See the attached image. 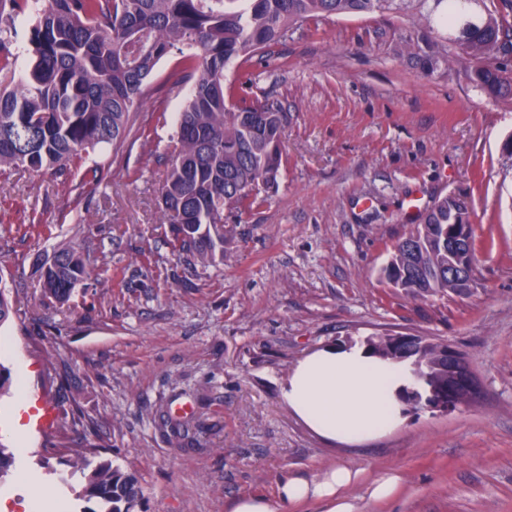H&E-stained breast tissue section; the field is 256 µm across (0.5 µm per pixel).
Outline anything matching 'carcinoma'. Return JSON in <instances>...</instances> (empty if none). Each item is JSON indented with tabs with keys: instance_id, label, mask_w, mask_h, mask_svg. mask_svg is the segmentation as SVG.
I'll return each mask as SVG.
<instances>
[{
	"instance_id": "carcinoma-1",
	"label": "carcinoma",
	"mask_w": 512,
	"mask_h": 512,
	"mask_svg": "<svg viewBox=\"0 0 512 512\" xmlns=\"http://www.w3.org/2000/svg\"><path fill=\"white\" fill-rule=\"evenodd\" d=\"M410 0H0V72L12 69L8 49L15 19L37 12L29 37L30 67L14 89L0 86V172L53 167L64 174L83 170L65 194L79 200L87 185L101 181L90 153L121 146L135 135L148 138L147 124L134 127L144 89L160 60L187 47L193 80L177 120L171 166L159 192L164 223L176 231L174 250L202 266L214 259L211 225L224 211L261 205L262 193L277 184L283 165L282 115L258 95L236 101L225 71L253 59L288 32L324 15L400 13ZM480 0H434L421 14L456 38L457 56L472 67L476 87L496 100L512 101V77L503 70L502 40L512 41V24ZM448 63V42L425 55L430 71ZM466 208L443 196L394 247L388 267L403 273L394 284L413 298L458 291L448 273L444 225L465 224ZM96 276L74 248L54 252L39 269L43 297L65 304L80 283ZM376 357L405 363L425 388L448 386V366L439 358L442 342L419 337L416 347L396 349L381 336L363 342ZM94 449L73 451L65 464L82 479L76 499L94 504L84 512H142L138 477L109 460L92 464Z\"/></svg>"
}]
</instances>
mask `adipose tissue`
I'll return each mask as SVG.
<instances>
[{
    "instance_id": "ef3b65f1",
    "label": "adipose tissue",
    "mask_w": 512,
    "mask_h": 512,
    "mask_svg": "<svg viewBox=\"0 0 512 512\" xmlns=\"http://www.w3.org/2000/svg\"><path fill=\"white\" fill-rule=\"evenodd\" d=\"M407 365L382 360L355 345L317 350L292 370L282 395L289 408L323 438L358 442L398 427L403 406L401 387L410 384ZM359 472L330 467L306 478L289 476L278 485V497L243 496L231 512H279L280 507L320 503L323 512H360L345 489L359 480Z\"/></svg>"
}]
</instances>
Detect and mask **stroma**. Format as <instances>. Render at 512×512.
<instances>
[{
    "label": "stroma",
    "instance_id": "stroma-1",
    "mask_svg": "<svg viewBox=\"0 0 512 512\" xmlns=\"http://www.w3.org/2000/svg\"><path fill=\"white\" fill-rule=\"evenodd\" d=\"M440 32L401 14L321 17L266 49L242 96L264 92L282 114L284 163L262 205L224 216V253L194 266L173 252L159 183L192 87L172 51L140 116L164 107L148 141L95 157L102 180L68 210L51 170L0 175V283L15 312L0 326V363L36 415L11 429L16 394L0 397V444L15 451L0 495L32 484L77 512L64 448L134 472L146 512H229L244 494L275 496L286 475L341 465L366 478L395 471L398 496L361 512H512V101L476 87L466 63L435 72L419 58ZM463 199L473 223L471 288L412 298L384 269L394 245L439 197ZM98 271L58 304L38 266L61 248ZM447 341L482 397L448 413L407 414L392 432L342 445L311 431L282 398L311 352L384 334ZM190 406L196 433L165 418Z\"/></svg>",
    "mask_w": 512,
    "mask_h": 512
}]
</instances>
